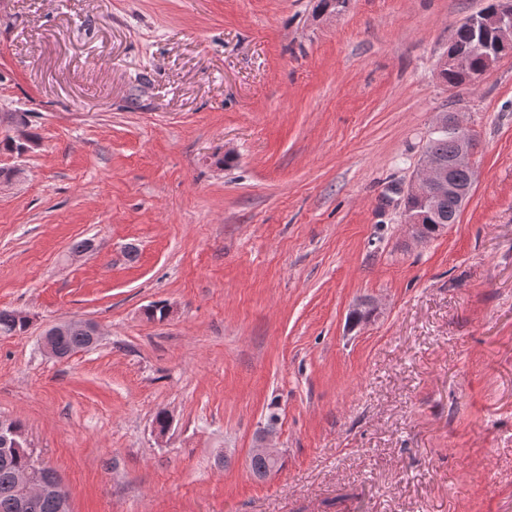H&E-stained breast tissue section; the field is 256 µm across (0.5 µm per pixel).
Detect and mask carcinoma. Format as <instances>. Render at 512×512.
<instances>
[{"mask_svg":"<svg viewBox=\"0 0 512 512\" xmlns=\"http://www.w3.org/2000/svg\"><path fill=\"white\" fill-rule=\"evenodd\" d=\"M448 51L469 60V70L466 72L440 70V76L446 83L458 86L470 82V74L485 68L486 56L499 58L512 54V42L498 40L492 30H475L460 24L454 30ZM425 149L446 161L454 153V138L446 130L433 132L425 144ZM460 211L458 199L451 194H445L422 210L423 223L444 226L454 224ZM28 325L29 321L19 317L17 311L0 309V335L22 333ZM55 345L65 357L76 350L92 347V339L84 330L71 329L66 334L56 337ZM32 463V451L27 448H16L6 454L0 452V512H15L14 503L19 497V488L15 484L14 473L30 467Z\"/></svg>","mask_w":512,"mask_h":512,"instance_id":"cac0c4a2","label":"carcinoma"}]
</instances>
